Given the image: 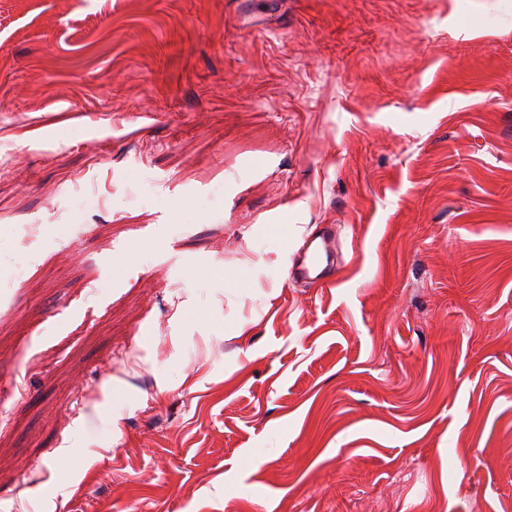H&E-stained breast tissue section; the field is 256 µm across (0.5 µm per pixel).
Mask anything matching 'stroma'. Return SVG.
Listing matches in <instances>:
<instances>
[{"label":"stroma","instance_id":"stroma-1","mask_svg":"<svg viewBox=\"0 0 512 512\" xmlns=\"http://www.w3.org/2000/svg\"><path fill=\"white\" fill-rule=\"evenodd\" d=\"M1 361L0 512H501L512 0H0ZM298 253V259L292 263L291 276L297 280H323L333 263L331 234L308 235Z\"/></svg>","mask_w":512,"mask_h":512}]
</instances>
